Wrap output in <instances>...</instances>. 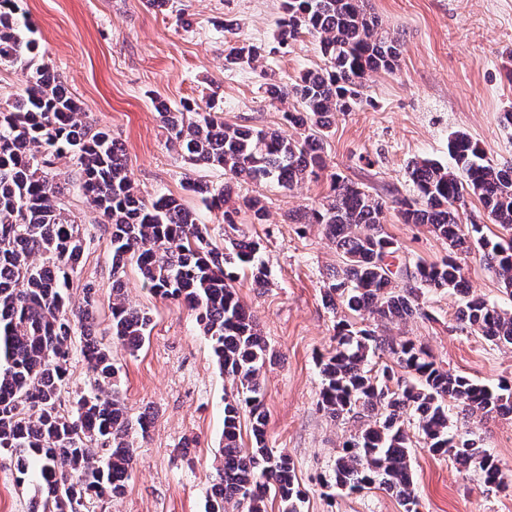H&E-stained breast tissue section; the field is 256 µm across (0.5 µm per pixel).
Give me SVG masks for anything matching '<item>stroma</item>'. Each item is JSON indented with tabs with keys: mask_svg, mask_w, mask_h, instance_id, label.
Listing matches in <instances>:
<instances>
[{
	"mask_svg": "<svg viewBox=\"0 0 512 512\" xmlns=\"http://www.w3.org/2000/svg\"><path fill=\"white\" fill-rule=\"evenodd\" d=\"M19 6L40 45L39 62L53 67L91 120L122 145L140 192L182 197L213 242L224 243L236 231L260 241L268 284L255 288L240 281L236 290L274 352L264 368L267 440L294 461L305 492L300 512H403L384 490L346 493L324 485L337 450L354 431L353 424L332 420L318 407L317 360L332 350L346 314L322 303L324 284L340 259L319 225L294 224L289 216L317 206L329 192L328 181L291 191L274 183H235L234 196L264 198L267 221L254 223L243 209L235 226L219 223L183 186L193 180L223 184V170L194 166L171 150L150 104L157 94L176 107L212 98L227 124L280 127L281 106L266 99L263 80L289 85L322 66L317 41L305 36L278 44L282 0H170L162 13L142 0H19ZM368 7L385 30L402 35L404 49L392 72L365 82L352 111L336 114L324 145L329 172L409 198L408 162L450 164L448 139L456 132L467 134L487 159L512 162V129L500 122L502 113L512 112V0H368ZM225 19L237 23L238 40L265 48L257 67L225 66L229 45L219 26ZM57 170L70 180L66 201L85 237L70 293L81 299L82 284L95 282L96 331L112 347L120 395L130 414H153L123 496L94 501L90 512H204L232 382L220 375L194 312L155 295L132 269L124 278L127 298L149 312L152 330L137 352L113 343L109 227L72 181L71 164L59 162ZM385 230L397 245V266L411 268L448 253L426 227L400 223L395 215H388ZM463 265L474 295L512 309V297L480 251L466 255ZM425 301L427 317L388 325L385 335L422 344L439 365L473 381L512 384V348L461 331L459 296L439 289ZM454 425L476 432L498 460L507 487L487 490L476 469L416 447L411 469L420 512H512V417L461 416ZM37 484L34 474L17 483L14 458L0 454V512H29Z\"/></svg>",
	"mask_w": 512,
	"mask_h": 512,
	"instance_id": "stroma-1",
	"label": "stroma"
}]
</instances>
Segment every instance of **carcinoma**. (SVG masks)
<instances>
[{"mask_svg": "<svg viewBox=\"0 0 512 512\" xmlns=\"http://www.w3.org/2000/svg\"><path fill=\"white\" fill-rule=\"evenodd\" d=\"M278 24L281 45L303 33L319 41L324 65L306 71L294 84L265 83L272 102L293 100L282 112L291 133L224 123L211 100L187 101L172 109L153 99L168 130V145L200 167L221 168L228 182H189L220 223L234 226L237 208L228 206L231 181H275L291 190L326 170L324 143L337 112H348L367 77L397 66L404 42L384 30L366 0H283ZM18 0H0V68L26 76L25 92L0 102V453L15 458L26 481L39 464L32 512H89L93 498H118L133 468L134 442L149 436L152 417H133L115 389L110 350L97 339L94 324L98 290L88 281L72 301L70 282L84 251L80 223L65 203L56 164L73 161L83 193L110 226L112 337L132 353L149 335L151 318L125 298L123 276L133 264L153 292L181 301L196 312L211 342L220 371L236 382L225 398L224 428L215 456L216 477L205 512H266L274 493L282 512H300L303 491L288 455L268 446L262 374L273 358L251 312L235 289L242 275L252 286L266 285L260 244L246 236L219 247L206 225L180 199L138 194L127 175V159L109 131L86 120V112L46 64H37L38 44ZM257 46L231 47L226 62L252 66ZM452 165L430 159L408 163L413 199H389L367 186L332 175L326 201L293 216L297 224H319L342 259L324 288L323 300L341 305L336 346L319 361L318 405L331 419L355 425L336 454L326 486L357 492L371 486L395 494L404 512H419L410 466L413 447L408 423L428 451L463 467L474 465L491 490L508 488L497 460L473 431L454 430L449 404L472 417L512 414V386L490 389L439 366L410 339L396 341L379 326L427 316L423 298L434 289L460 297L461 329L496 346L512 348V312L471 295L461 256L476 248L512 296V164L485 158L477 143L460 132L448 140ZM477 200L487 218L508 238L492 237L486 224L465 223ZM404 224H419L448 243L439 262L415 269H390L396 252L387 232L389 203ZM81 336V353L98 392L66 406L71 340ZM411 376L395 377L391 365H372L380 353ZM248 416L252 446L241 443V417Z\"/></svg>", "mask_w": 512, "mask_h": 512, "instance_id": "carcinoma-1", "label": "carcinoma"}]
</instances>
